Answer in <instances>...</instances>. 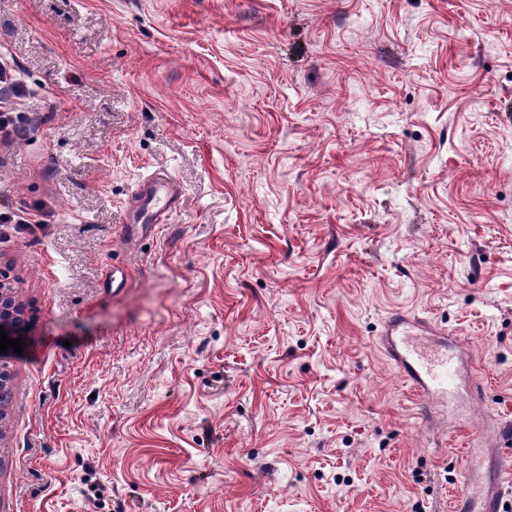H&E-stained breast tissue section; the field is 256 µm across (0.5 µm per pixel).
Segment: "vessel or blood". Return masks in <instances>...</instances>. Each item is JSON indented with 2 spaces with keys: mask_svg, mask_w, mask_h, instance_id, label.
Wrapping results in <instances>:
<instances>
[{
  "mask_svg": "<svg viewBox=\"0 0 512 512\" xmlns=\"http://www.w3.org/2000/svg\"><path fill=\"white\" fill-rule=\"evenodd\" d=\"M176 201L173 181L166 174L155 173L138 184L127 222L133 227L162 222ZM422 332L420 324L397 314L386 324L383 345L418 394L449 402L459 390V359L450 350L423 348L419 340Z\"/></svg>",
  "mask_w": 512,
  "mask_h": 512,
  "instance_id": "1",
  "label": "vessel or blood"
}]
</instances>
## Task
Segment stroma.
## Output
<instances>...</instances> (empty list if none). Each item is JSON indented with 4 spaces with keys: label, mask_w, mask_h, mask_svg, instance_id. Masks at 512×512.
<instances>
[{
    "label": "stroma",
    "mask_w": 512,
    "mask_h": 512,
    "mask_svg": "<svg viewBox=\"0 0 512 512\" xmlns=\"http://www.w3.org/2000/svg\"><path fill=\"white\" fill-rule=\"evenodd\" d=\"M0 512H457L512 440V0H0ZM174 211L136 236L151 174ZM481 393L415 395L394 313ZM177 189L164 173L157 172L141 181L135 190V206L129 211L127 224L130 234L139 224L162 222L167 212L176 206ZM2 273L0 270V326L7 331L9 340L23 339L30 327L26 307L9 277L5 278Z\"/></svg>",
    "instance_id": "stroma-1"
}]
</instances>
